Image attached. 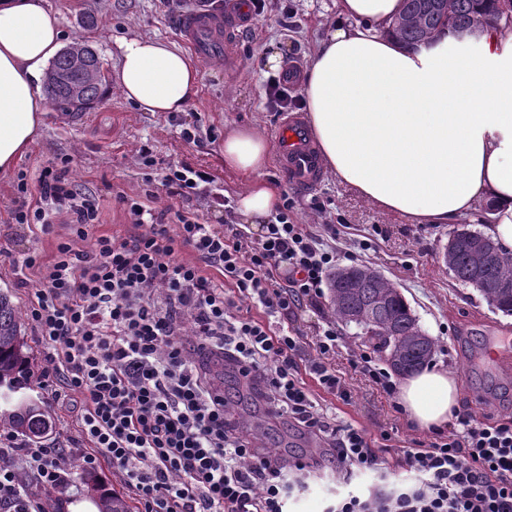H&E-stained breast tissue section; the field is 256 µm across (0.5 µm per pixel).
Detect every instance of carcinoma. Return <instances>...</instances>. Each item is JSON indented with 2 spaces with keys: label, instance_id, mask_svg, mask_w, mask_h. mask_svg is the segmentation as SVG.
Returning a JSON list of instances; mask_svg holds the SVG:
<instances>
[{
  "label": "carcinoma",
  "instance_id": "obj_1",
  "mask_svg": "<svg viewBox=\"0 0 512 512\" xmlns=\"http://www.w3.org/2000/svg\"><path fill=\"white\" fill-rule=\"evenodd\" d=\"M402 16L409 22L395 21L392 33L406 47L431 39L435 33L448 29L454 33L469 27L475 18L485 27L512 29V0H404ZM53 79H46L44 91L53 108L71 114L81 112L94 100L105 79L103 64L97 53L87 45L75 43L52 64ZM448 269L456 281L478 288L493 307L512 313V293L506 294L491 284L512 281V256L501 255L496 264L488 266L483 255L466 247H458L448 260ZM331 288L330 303L335 315L351 323L350 315L359 317L355 326L375 328L372 340L389 337L401 349V366L396 374L413 372L431 360L436 342L418 326L417 319L401 294L385 278L360 279L350 272ZM21 313L12 303L9 292L0 290V389H9L19 399H29L33 406L15 410L0 401V427L34 445L49 439L53 432V416L49 406L31 393L33 375L32 349L21 332ZM96 493L99 512H130V506L117 493L106 488L94 475L84 477Z\"/></svg>",
  "mask_w": 512,
  "mask_h": 512
}]
</instances>
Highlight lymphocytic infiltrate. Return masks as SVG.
Masks as SVG:
<instances>
[{
	"label": "lymphocytic infiltrate",
	"instance_id": "obj_1",
	"mask_svg": "<svg viewBox=\"0 0 512 512\" xmlns=\"http://www.w3.org/2000/svg\"><path fill=\"white\" fill-rule=\"evenodd\" d=\"M145 182L144 193H115L132 231L108 235L96 233L99 198L79 188L69 158L17 175L12 222L56 244L50 261L33 249L13 265L35 274L27 317L46 352V399L70 402L81 445L33 448L1 431L0 502L34 512L23 472L63 493L103 455L139 512H287L326 468L341 488L324 512H512V417L466 410L403 445L337 416L352 398L334 365L344 339L330 322L312 337L295 324L336 268L337 225L318 234L295 223L286 196L255 237L210 223V210L233 205L206 170L177 162ZM156 185L171 200L162 209L148 204ZM87 239L91 250L79 249ZM243 299L258 315L242 313ZM215 357L324 455L291 464L259 452L210 375Z\"/></svg>",
	"mask_w": 512,
	"mask_h": 512
}]
</instances>
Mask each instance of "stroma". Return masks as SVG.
Instances as JSON below:
<instances>
[{"instance_id":"1","label":"stroma","mask_w":512,"mask_h":512,"mask_svg":"<svg viewBox=\"0 0 512 512\" xmlns=\"http://www.w3.org/2000/svg\"><path fill=\"white\" fill-rule=\"evenodd\" d=\"M335 3L293 0L296 25L289 29L280 26L276 8H269L239 36L235 70H225L220 56L198 62L199 93L186 111L143 112L114 88L108 95L97 96L76 118L48 109L31 150L18 160L14 171L0 173V289L10 292L19 310H26L32 292L20 287L10 259L31 237L29 230L10 221L17 172L32 176L49 159L72 157L76 182L103 198L97 230L108 234L127 230L122 211L108 194L113 187L130 194L141 190L136 151L144 143L152 146L157 162L183 160L201 165L218 178L226 196L237 197L247 184L246 177L225 168L220 144L201 149L181 139L180 123L194 122L200 131L212 129L219 134L233 125L248 126L274 140L282 115L267 102L261 55L268 45L275 44L284 55L309 58L336 12ZM47 6L66 46L88 45L110 71L116 66L112 50L118 38L136 35L176 45L181 42L173 24L177 10L163 0H47ZM292 199L294 220L311 230H320L325 224L348 226V234L336 241L339 265L373 267L398 288L421 328L437 342L432 366L458 376L460 405L495 418L512 416V367L493 369L482 357L490 337L512 330V314L491 306L476 288L453 278L441 256L452 225L421 224L410 217L381 212L351 192L331 171L314 191L293 194ZM375 225L384 232L378 240L369 237ZM340 333L345 344L336 357V367L344 372L352 399L350 404H337V415L373 435L394 428L401 439H425V431L351 371L348 357L363 347L364 341L354 328L341 327ZM224 393L232 397L237 416L261 432L265 448L287 457L301 453L304 440L254 405L237 376L225 374Z\"/></svg>"}]
</instances>
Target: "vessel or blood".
<instances>
[{
  "label": "vessel or blood",
  "mask_w": 512,
  "mask_h": 512,
  "mask_svg": "<svg viewBox=\"0 0 512 512\" xmlns=\"http://www.w3.org/2000/svg\"><path fill=\"white\" fill-rule=\"evenodd\" d=\"M252 23L253 17L244 0H224L221 9L182 15L176 21V28L199 56H209L213 48L223 46L224 66L229 69L235 62L236 32ZM276 150L279 170L291 189L305 194L322 182L325 169L302 113H284L277 131Z\"/></svg>",
  "instance_id": "b4317fda"
}]
</instances>
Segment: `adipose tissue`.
Masks as SVG:
<instances>
[{"instance_id":"obj_1","label":"adipose tissue","mask_w":512,"mask_h":512,"mask_svg":"<svg viewBox=\"0 0 512 512\" xmlns=\"http://www.w3.org/2000/svg\"><path fill=\"white\" fill-rule=\"evenodd\" d=\"M402 0H336L304 74V104L323 164L385 213L453 224L490 204L485 233L512 252V47L490 29L466 53L451 32L403 48L389 28ZM63 46L44 0H0V172L29 152L45 123L41 92ZM114 84L144 112H182L199 92L194 61L173 44L115 41ZM271 147L257 130L224 134V165L247 177L237 211L261 230L281 204L263 171ZM459 380L426 367L406 376L398 402L421 430L447 427Z\"/></svg>"}]
</instances>
